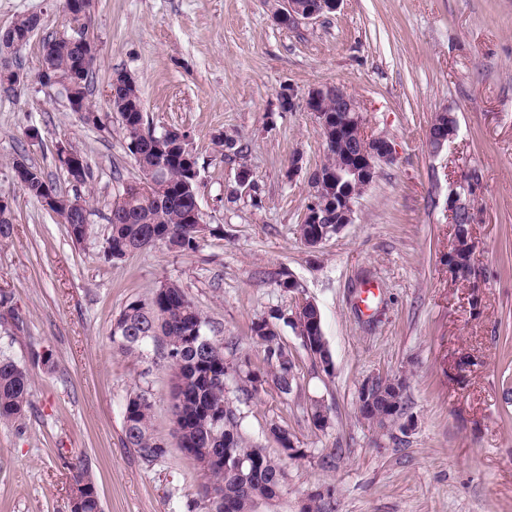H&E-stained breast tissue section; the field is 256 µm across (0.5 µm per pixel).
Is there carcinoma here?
<instances>
[{"instance_id": "obj_1", "label": "carcinoma", "mask_w": 512, "mask_h": 512, "mask_svg": "<svg viewBox=\"0 0 512 512\" xmlns=\"http://www.w3.org/2000/svg\"><path fill=\"white\" fill-rule=\"evenodd\" d=\"M40 27L32 15H23L9 27L28 40ZM43 62L54 73L67 75L76 57V47L65 38H49ZM141 101L137 84H123L110 106L121 112L122 132L139 171L138 181L128 185L123 201L112 208L107 219L110 232L102 243L108 260H121L161 242L178 253L194 251L200 241L198 225L188 223L196 208L198 187L187 184L183 162L166 161L158 167L159 156L152 140L144 136L145 118L140 112H126L124 105ZM30 177L23 188L32 197L44 196L49 182L42 171L30 164ZM270 316L252 322L250 339L263 347L266 367L255 368L248 356L227 358L236 351L233 339L217 334L210 318L188 298L175 282L162 283L147 301L130 303L112 325V344L126 354H143L160 344L173 373V389L182 402L174 406L179 447L193 460L205 477V497L210 512H267L288 494L287 460L304 456L294 447L288 428L272 422L269 434L278 454L253 442L247 435L240 404L241 396L251 398L269 382L283 395L296 386L294 365L288 350L279 344L277 321ZM232 368L239 379L228 377ZM31 376L28 369L0 351V424L19 421L31 405ZM154 403L143 390L126 398L123 432L126 447L147 464L168 456L164 442L152 431ZM70 512H103L101 500L87 497L83 488L94 484L88 466L70 467Z\"/></svg>"}]
</instances>
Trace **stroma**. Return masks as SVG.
I'll list each match as a JSON object with an SVG mask.
<instances>
[{"instance_id": "obj_1", "label": "stroma", "mask_w": 512, "mask_h": 512, "mask_svg": "<svg viewBox=\"0 0 512 512\" xmlns=\"http://www.w3.org/2000/svg\"><path fill=\"white\" fill-rule=\"evenodd\" d=\"M94 3L85 34L99 47L89 95L97 125L37 80L45 38L71 33L64 0H0V30L42 17L17 57L26 82L0 88V195L15 216L0 244V347L24 364L37 351L53 361L48 373L31 366V408L0 425V512H68L80 458L104 512H186L190 503L209 512L204 479L178 446L166 361L153 347L122 354L110 339L120 312L165 280L256 366L253 321L292 314L303 299L318 306L330 371L281 326L297 386L285 397L264 386L241 406L254 442L274 448L276 421L306 453L288 463L282 512L323 490L334 512H512V0H343L291 28L275 22L277 0ZM118 72L136 81L153 132L189 136L203 220L222 229L195 251L160 244L117 262L103 254L109 211L139 178L106 97ZM322 84L359 100L395 158L378 166L353 223L311 248L298 226L326 146L314 115L283 109L280 93L290 86L301 97ZM445 109L457 131L435 153L427 129ZM220 135L238 152L221 150ZM61 144L89 166L91 225L79 243L13 177L23 158L71 192ZM243 167L248 192L236 182ZM462 184L473 189L476 267L464 282L448 271V199ZM286 277L296 290L278 287ZM376 376L407 382L402 424L387 432L357 410L362 384ZM135 389L155 403L164 464L123 445ZM314 400L328 411L326 429L308 416Z\"/></svg>"}]
</instances>
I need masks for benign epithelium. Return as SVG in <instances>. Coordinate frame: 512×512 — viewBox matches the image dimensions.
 <instances>
[{"label": "benign epithelium", "mask_w": 512, "mask_h": 512, "mask_svg": "<svg viewBox=\"0 0 512 512\" xmlns=\"http://www.w3.org/2000/svg\"><path fill=\"white\" fill-rule=\"evenodd\" d=\"M343 0H282V7L275 14L277 24L293 27L302 21L319 19L336 12ZM66 16L77 36L72 38L81 57L80 65L66 77L54 76L43 67L37 78L39 81L59 88L69 107L80 113L86 107L77 96L81 84L80 77L93 67L97 60L98 48L94 41L83 34L85 20L84 0H68ZM27 76L9 65L0 66V83L16 86L25 82ZM304 110L317 119L326 144L327 152L335 154L336 167L322 165L310 174L311 200L303 219L304 243L314 247L326 240L332 230H341L354 220V202L372 183L380 163L393 159V146L384 135H373L366 131L358 100L337 85L324 84L310 88L302 98ZM456 130L455 116L448 110L434 113L428 126V143L432 151L439 152ZM180 160L189 166L187 175L192 182H198L197 167L192 165L194 156L189 147L188 136L179 132ZM57 155L75 186H81L87 177V163L77 152L60 144ZM46 208L64 204L72 213L73 223L88 229L91 223L90 210L84 203L81 192L64 198L48 190L42 198ZM474 245L470 231L454 236L448 251V270L457 279L467 280L475 272ZM312 304L303 300L296 307L290 319L299 336H314L321 330L320 317L302 318L303 310ZM378 379L371 378L362 386L358 397L359 417L367 423L383 429L389 415L373 409L371 395Z\"/></svg>", "instance_id": "1"}]
</instances>
